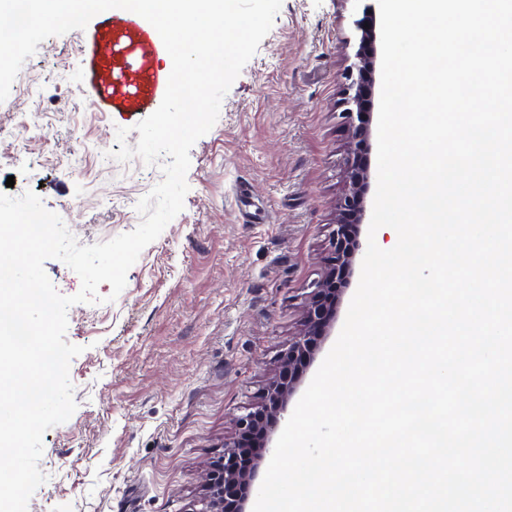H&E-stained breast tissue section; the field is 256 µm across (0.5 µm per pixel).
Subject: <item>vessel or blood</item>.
<instances>
[{"instance_id": "obj_1", "label": "vessel or blood", "mask_w": 512, "mask_h": 512, "mask_svg": "<svg viewBox=\"0 0 512 512\" xmlns=\"http://www.w3.org/2000/svg\"><path fill=\"white\" fill-rule=\"evenodd\" d=\"M99 49L91 82L95 97L121 112H148L164 97L166 49L154 29L129 13L96 15Z\"/></svg>"}]
</instances>
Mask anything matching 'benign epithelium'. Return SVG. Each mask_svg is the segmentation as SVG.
I'll return each mask as SVG.
<instances>
[{
	"label": "benign epithelium",
	"instance_id": "obj_1",
	"mask_svg": "<svg viewBox=\"0 0 512 512\" xmlns=\"http://www.w3.org/2000/svg\"><path fill=\"white\" fill-rule=\"evenodd\" d=\"M369 28H364V24ZM360 32L355 54L348 112L354 124L346 178L348 189L337 203L336 224L330 236L325 272L313 283L310 301L302 318V328L283 354V364L262 389L252 410L238 417L234 436L224 442L223 459L212 465L203 485L201 512H228L227 497L238 499L233 512H246L258 469L271 450L272 437L285 419L288 404L319 342L331 330L336 304L354 273L360 243V226L366 217V194L371 178L369 153L370 125L377 82L378 38L372 10L366 9L356 21Z\"/></svg>",
	"mask_w": 512,
	"mask_h": 512
}]
</instances>
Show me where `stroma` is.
<instances>
[{
    "instance_id": "stroma-1",
    "label": "stroma",
    "mask_w": 512,
    "mask_h": 512,
    "mask_svg": "<svg viewBox=\"0 0 512 512\" xmlns=\"http://www.w3.org/2000/svg\"><path fill=\"white\" fill-rule=\"evenodd\" d=\"M361 0H283L270 32L190 150L183 210L143 249L126 286L67 312L77 408L43 436L46 480L27 512H190L298 335L322 278L346 189L344 113ZM94 26L39 43L0 102V192L39 195L78 242L134 230L138 201L163 178L121 163L142 114L90 91ZM13 187H6L7 179ZM247 191L265 215L248 224Z\"/></svg>"
}]
</instances>
